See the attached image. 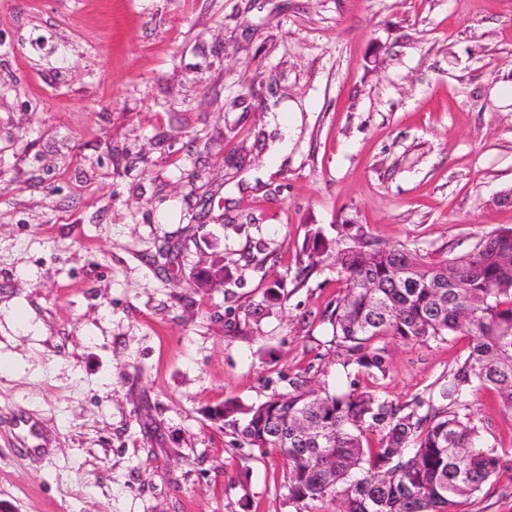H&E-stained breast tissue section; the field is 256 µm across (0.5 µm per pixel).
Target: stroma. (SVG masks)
<instances>
[{
	"mask_svg": "<svg viewBox=\"0 0 512 512\" xmlns=\"http://www.w3.org/2000/svg\"><path fill=\"white\" fill-rule=\"evenodd\" d=\"M511 189L512 0H0V512H295L211 408L305 378L411 407L468 350L344 366L312 230L441 260Z\"/></svg>",
	"mask_w": 512,
	"mask_h": 512,
	"instance_id": "35a3bbf8",
	"label": "stroma"
}]
</instances>
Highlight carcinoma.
Wrapping results in <instances>:
<instances>
[{
  "mask_svg": "<svg viewBox=\"0 0 512 512\" xmlns=\"http://www.w3.org/2000/svg\"><path fill=\"white\" fill-rule=\"evenodd\" d=\"M334 259L345 293L328 316L336 347L373 379L386 374L379 340L402 344L469 338V351L428 399L409 411L369 391L330 394L305 380L250 407L224 403L213 419L240 447L278 450L288 465V500L296 512L324 501L336 512H458L462 498L479 493L505 472L512 448L482 437L471 410L477 388L496 392L512 413V227H504L461 255L426 261L414 251L359 241L336 247L321 229L312 233L309 266ZM201 288L224 283L218 261L202 271ZM332 435L327 447L308 432ZM368 431L381 432L376 448Z\"/></svg>",
  "mask_w": 512,
  "mask_h": 512,
  "instance_id": "carcinoma-1",
  "label": "carcinoma"
}]
</instances>
